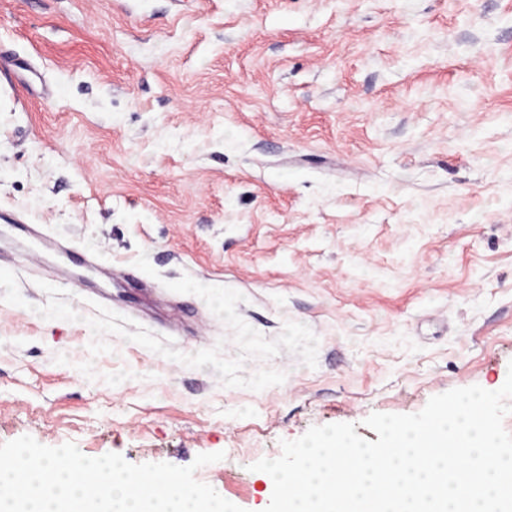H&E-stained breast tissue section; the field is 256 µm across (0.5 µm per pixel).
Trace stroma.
I'll return each instance as SVG.
<instances>
[{"instance_id":"obj_1","label":"stroma","mask_w":512,"mask_h":512,"mask_svg":"<svg viewBox=\"0 0 512 512\" xmlns=\"http://www.w3.org/2000/svg\"><path fill=\"white\" fill-rule=\"evenodd\" d=\"M0 443L199 468L245 512L251 471L310 427L499 389L512 364V0H0ZM146 252L154 275L138 273ZM190 275L245 297L285 381L227 388L109 334L105 306L191 354L231 330ZM80 321L46 320L40 282ZM92 362L97 380L77 366ZM133 376L119 385L105 374Z\"/></svg>"}]
</instances>
